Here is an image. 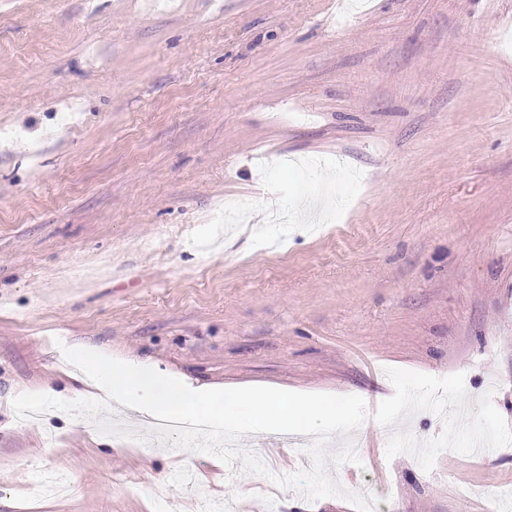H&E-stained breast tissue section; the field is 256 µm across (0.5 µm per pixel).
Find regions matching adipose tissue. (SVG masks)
I'll use <instances>...</instances> for the list:
<instances>
[{
	"label": "adipose tissue",
	"mask_w": 512,
	"mask_h": 512,
	"mask_svg": "<svg viewBox=\"0 0 512 512\" xmlns=\"http://www.w3.org/2000/svg\"><path fill=\"white\" fill-rule=\"evenodd\" d=\"M75 357L81 371L74 376L71 400L84 397L86 386H96L104 394L100 409L107 413L117 402L151 419H202L218 427L243 424L253 432L290 428L313 433L335 424L339 411L331 398L309 399L270 387L198 384L163 375L149 360H117L94 347L76 351Z\"/></svg>",
	"instance_id": "obj_1"
}]
</instances>
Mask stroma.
<instances>
[{"mask_svg": "<svg viewBox=\"0 0 512 512\" xmlns=\"http://www.w3.org/2000/svg\"><path fill=\"white\" fill-rule=\"evenodd\" d=\"M0 127V512H193L187 465L238 512H512V0H0ZM302 199L326 220L276 222ZM223 203L249 221L218 235ZM84 344L346 413L240 435L231 475L87 399L18 423ZM40 468L80 494L30 497Z\"/></svg>", "mask_w": 512, "mask_h": 512, "instance_id": "1", "label": "stroma"}]
</instances>
